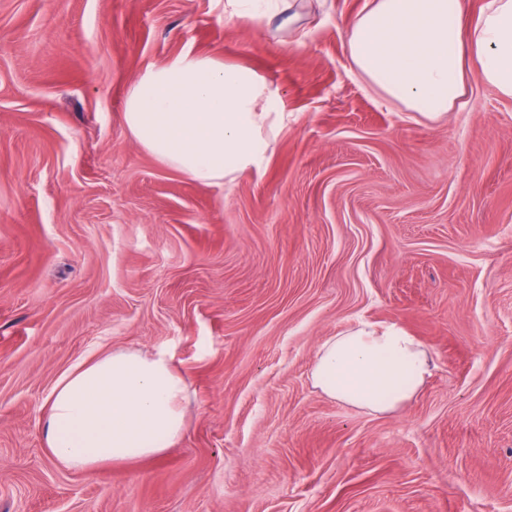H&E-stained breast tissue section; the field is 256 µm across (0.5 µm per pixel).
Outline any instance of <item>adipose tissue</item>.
<instances>
[{
  "instance_id": "ef3b65f1",
  "label": "adipose tissue",
  "mask_w": 512,
  "mask_h": 512,
  "mask_svg": "<svg viewBox=\"0 0 512 512\" xmlns=\"http://www.w3.org/2000/svg\"><path fill=\"white\" fill-rule=\"evenodd\" d=\"M351 73L439 120L475 81L512 99V0H368L347 30ZM132 138L161 165L214 185L263 168L288 125L279 91L254 71L191 50L144 69L125 92ZM429 349L402 327L362 323L328 337L311 370L331 399L372 412L404 406L431 376ZM192 405L172 357L115 350L76 363L43 404L42 434L68 468L162 456Z\"/></svg>"
}]
</instances>
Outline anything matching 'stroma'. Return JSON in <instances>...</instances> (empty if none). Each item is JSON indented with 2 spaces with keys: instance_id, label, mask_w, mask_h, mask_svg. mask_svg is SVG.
Instances as JSON below:
<instances>
[{
  "instance_id": "obj_1",
  "label": "stroma",
  "mask_w": 512,
  "mask_h": 512,
  "mask_svg": "<svg viewBox=\"0 0 512 512\" xmlns=\"http://www.w3.org/2000/svg\"><path fill=\"white\" fill-rule=\"evenodd\" d=\"M224 2L0 0V512H512V99L414 119L350 73L366 0L278 43ZM187 47L279 89L261 171L201 185L130 137L126 88ZM362 321L433 354L396 412L312 383ZM157 347L196 393L177 445L58 464L61 374Z\"/></svg>"
}]
</instances>
